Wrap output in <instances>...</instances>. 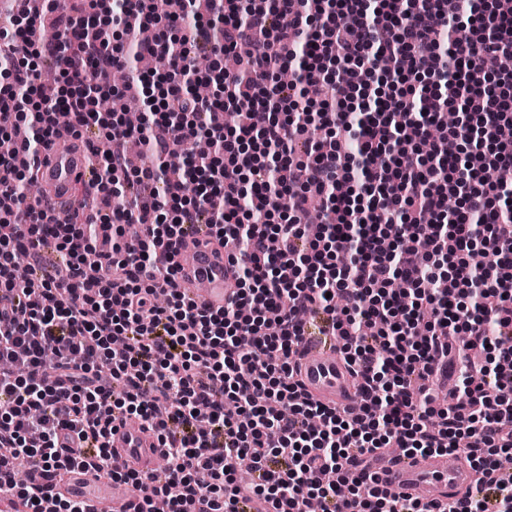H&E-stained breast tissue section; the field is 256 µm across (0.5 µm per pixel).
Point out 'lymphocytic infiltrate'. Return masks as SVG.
I'll return each instance as SVG.
<instances>
[{
    "instance_id": "f902f5d3",
    "label": "lymphocytic infiltrate",
    "mask_w": 512,
    "mask_h": 512,
    "mask_svg": "<svg viewBox=\"0 0 512 512\" xmlns=\"http://www.w3.org/2000/svg\"><path fill=\"white\" fill-rule=\"evenodd\" d=\"M0 29V135L31 124L42 149L59 133L105 135L92 152L102 209L67 217L37 210L18 192L26 176L0 156V495L27 512H85L53 498L49 477L74 465L95 479L135 487L128 512H154L170 486L169 512H232L260 501L264 512H433L392 499L370 483L374 459L466 454L482 487L447 512H512V476L497 468L512 453V215L499 200L512 188V8L502 0H228L196 19L179 41L161 35L195 10L196 0H78L56 42L34 41L27 0H15ZM472 36L455 43V22ZM152 50L163 71L138 86H162L146 125L85 101V89L112 90L124 51ZM213 93L199 102L177 80L195 47ZM246 49V74L225 72L226 54ZM53 57L60 83L38 79ZM300 67L297 92L273 78ZM383 73L387 90L373 89ZM465 96L470 113L433 136L454 104L442 82ZM248 105L257 126L233 129L211 115ZM355 142L342 152L338 131ZM138 141L164 154L205 141L183 176L133 168L124 146ZM197 183L193 201L182 181ZM461 201L455 222L447 201ZM324 223L309 224L311 200ZM208 213L217 239H241L235 292L224 309L197 307L177 286L175 257L194 219ZM131 225L133 242L96 254L101 230ZM28 280L15 277L19 249ZM404 284L394 291V281ZM338 338L358 378L361 400L336 413L306 393L293 359L306 323ZM486 349L482 384L462 374L452 404H435L433 386L448 356L470 366ZM136 421L154 432L167 462L143 477L121 470L108 439ZM77 433L91 457L66 445ZM251 464L248 486L237 480Z\"/></svg>"
}]
</instances>
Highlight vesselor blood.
I'll list each match as a JSON object with an SVG mask.
<instances>
[{
	"mask_svg": "<svg viewBox=\"0 0 512 512\" xmlns=\"http://www.w3.org/2000/svg\"><path fill=\"white\" fill-rule=\"evenodd\" d=\"M86 141L69 135L53 137L38 161L40 177L46 191L37 199L39 209L61 211L74 186L93 178L85 159ZM185 247L191 254L178 285L190 289L199 306L217 311L232 296L227 286L230 274L228 255L212 238L199 235L187 238ZM300 378L307 391L338 412L354 406L353 379L341 358L337 341L322 336L305 335L299 346ZM110 442L117 451L120 467L148 475L160 455L154 433L127 426L112 430ZM375 482L390 496L421 500L442 506L461 495L474 493L475 473L466 456L430 454L409 457L402 453L390 456L372 472ZM55 496L94 503L96 508L111 506L124 512L127 500L119 485L94 480L78 466L71 467Z\"/></svg>",
	"mask_w": 512,
	"mask_h": 512,
	"instance_id": "1",
	"label": "vessel or blood"
}]
</instances>
